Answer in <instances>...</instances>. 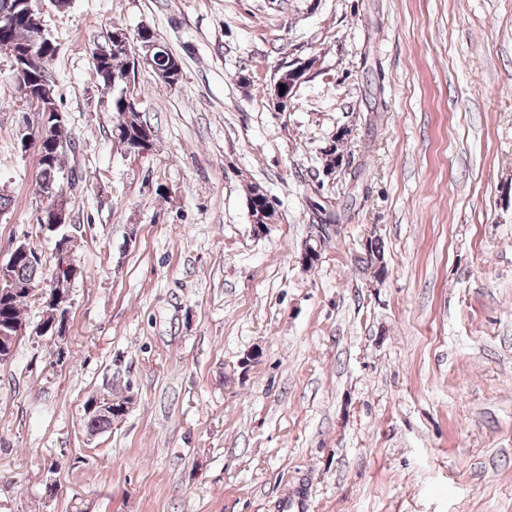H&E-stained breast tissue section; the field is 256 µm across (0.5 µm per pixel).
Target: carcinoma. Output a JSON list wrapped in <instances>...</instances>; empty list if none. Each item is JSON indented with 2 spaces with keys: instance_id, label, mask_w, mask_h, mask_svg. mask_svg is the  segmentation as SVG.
I'll list each match as a JSON object with an SVG mask.
<instances>
[{
  "instance_id": "carcinoma-1",
  "label": "carcinoma",
  "mask_w": 512,
  "mask_h": 512,
  "mask_svg": "<svg viewBox=\"0 0 512 512\" xmlns=\"http://www.w3.org/2000/svg\"><path fill=\"white\" fill-rule=\"evenodd\" d=\"M41 16L34 13L29 17H23L13 24L0 26V43L11 44L16 52L26 60L29 69L35 76L36 86H48L55 88L54 81L49 74V65L56 56L57 50H49L45 43L36 39V34L41 29ZM124 30L114 28L110 35L105 37L103 45L107 50L93 61L94 76L104 89L112 91L110 109L119 117L115 125V131L122 138L132 144H137L144 139L149 140V146H154L155 130L153 126L142 117V111L132 109L126 102L125 89L127 84L138 80L135 62L122 44L118 43ZM347 132H342L336 138V145L325 151L324 167L332 171L336 168V158H344L342 147ZM47 140L51 144L46 147V152L38 153L36 162L39 169L37 181V194L45 196L50 189L63 185L64 176L50 155V151H75L76 143L68 138L66 122L57 119L49 121ZM252 220L257 224L276 222L279 214L268 205L266 197L259 196V189L253 187L249 191L248 198ZM17 256L13 263V277L21 285V290L12 296H0V331L9 329L15 325L24 324L23 304L31 294L26 291L28 287H37L47 279L56 281V287L64 292L71 291V285L81 275L76 271L71 277L57 276V270H52L51 277H46V267L43 266L41 255L33 245L20 241L16 244ZM129 401H113L107 412H88L87 429L99 433L112 428V423L124 417L128 410Z\"/></svg>"
}]
</instances>
